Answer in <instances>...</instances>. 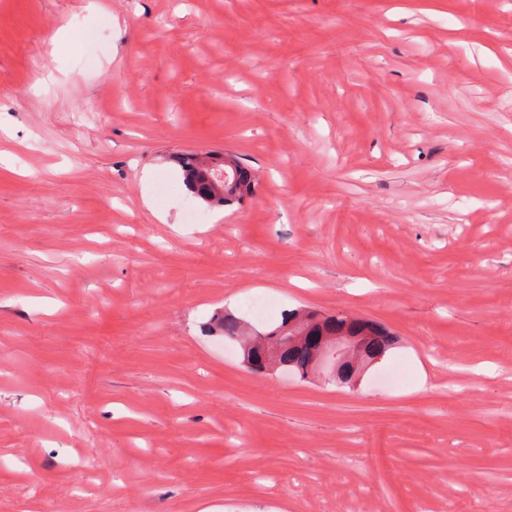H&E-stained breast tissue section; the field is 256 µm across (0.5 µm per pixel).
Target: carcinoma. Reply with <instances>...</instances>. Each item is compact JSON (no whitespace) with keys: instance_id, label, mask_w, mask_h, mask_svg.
Masks as SVG:
<instances>
[{"instance_id":"1","label":"carcinoma","mask_w":512,"mask_h":512,"mask_svg":"<svg viewBox=\"0 0 512 512\" xmlns=\"http://www.w3.org/2000/svg\"><path fill=\"white\" fill-rule=\"evenodd\" d=\"M177 162L189 191L211 208L232 205L257 193L255 173L238 159L231 161V166L226 168L229 176L224 184L217 179L211 182L202 178L207 168L203 167V159L197 153H184L178 156ZM248 326L247 321L224 312L213 317L209 330L237 342ZM324 334L362 338L363 356L371 363L382 359L399 343L394 333L367 320L341 315L324 316L313 309L302 314L297 309L284 314L278 325L260 333L265 343L249 348L247 365L263 372L273 361L283 371L304 378L313 373L315 348L319 337Z\"/></svg>"}]
</instances>
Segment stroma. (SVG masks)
Listing matches in <instances>:
<instances>
[{"mask_svg":"<svg viewBox=\"0 0 512 512\" xmlns=\"http://www.w3.org/2000/svg\"><path fill=\"white\" fill-rule=\"evenodd\" d=\"M254 199L185 223L175 154ZM315 309L353 388L207 335ZM393 383H385L388 374ZM512 512V0H0V512ZM303 309L288 311L281 322L266 332H256L242 318L224 312L217 313L209 325V330L232 341H239L246 327L267 344L251 346L247 352V365L260 372H265L267 363L274 358L275 364L287 373L300 378L313 374L314 352L317 341L323 334H341L363 339V356L372 364L381 360L386 353L399 343L398 336L367 320L347 316H323L318 311L308 309L310 313L299 314ZM294 330L298 333L294 334ZM306 330L305 334H301ZM287 336H305L292 340ZM275 349V350H272Z\"/></svg>","mask_w":512,"mask_h":512,"instance_id":"obj_1","label":"stroma"}]
</instances>
